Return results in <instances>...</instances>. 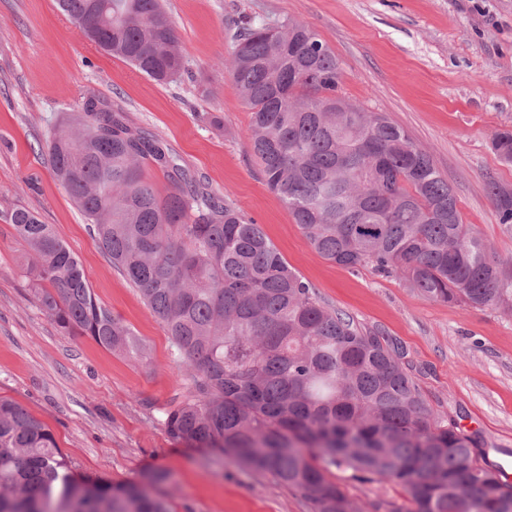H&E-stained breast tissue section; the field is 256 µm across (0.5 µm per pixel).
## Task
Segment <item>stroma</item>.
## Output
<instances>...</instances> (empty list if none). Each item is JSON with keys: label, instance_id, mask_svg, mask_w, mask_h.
<instances>
[{"label": "stroma", "instance_id": "obj_1", "mask_svg": "<svg viewBox=\"0 0 512 512\" xmlns=\"http://www.w3.org/2000/svg\"><path fill=\"white\" fill-rule=\"evenodd\" d=\"M185 60L178 82L157 83L84 37L57 0H0V210L24 207L78 256L100 302L144 343L136 361L87 336H69L28 291L26 245L0 220V397L44 422L73 468L124 484L149 470L172 512H310L297 492L232 460L171 440L163 420L190 372L167 333L113 267L53 175L46 141L87 92L104 110L162 137L188 176L260 224L326 306L400 344L429 407L476 437L477 455L512 467V309L426 299L372 267L322 258L265 185L249 143L250 114L226 62L243 18L305 21L335 53L341 93L380 112L426 149L453 187L463 223L512 265L487 182L512 188V164L492 148L512 131V0H166ZM350 497L376 512L405 507L401 487L334 470Z\"/></svg>", "mask_w": 512, "mask_h": 512}]
</instances>
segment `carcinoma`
<instances>
[{
    "instance_id": "cac0c4a2",
    "label": "carcinoma",
    "mask_w": 512,
    "mask_h": 512,
    "mask_svg": "<svg viewBox=\"0 0 512 512\" xmlns=\"http://www.w3.org/2000/svg\"><path fill=\"white\" fill-rule=\"evenodd\" d=\"M104 52L160 83L184 71L162 0H58ZM231 73L250 111V150L266 186L324 259L373 265L427 299L511 307L512 275L462 222L452 186L407 132L340 93L335 53L305 22L248 17ZM492 147L512 163V132ZM56 178L112 265L164 325L189 395L167 411L176 442L212 448L298 492L311 512H363L331 469L394 483L407 512H512L498 465L475 438L436 417L403 366L404 350L325 306L260 225L189 177L158 136L88 94L47 143ZM170 183L164 194L148 169ZM501 224L512 189L488 182ZM28 246L25 278L62 331L142 357L143 342L95 297L51 225L4 215ZM164 470L114 485L74 472L51 430L0 397V512H171Z\"/></svg>"
}]
</instances>
